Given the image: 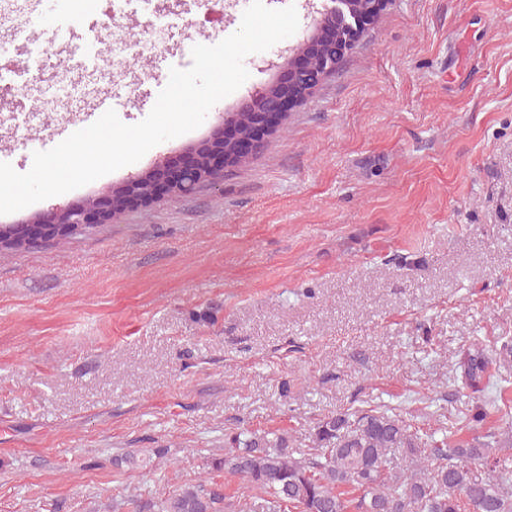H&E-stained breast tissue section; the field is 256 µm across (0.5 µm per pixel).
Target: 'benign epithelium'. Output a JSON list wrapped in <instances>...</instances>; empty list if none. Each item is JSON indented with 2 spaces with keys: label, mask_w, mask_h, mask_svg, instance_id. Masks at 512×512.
Returning a JSON list of instances; mask_svg holds the SVG:
<instances>
[{
  "label": "benign epithelium",
  "mask_w": 512,
  "mask_h": 512,
  "mask_svg": "<svg viewBox=\"0 0 512 512\" xmlns=\"http://www.w3.org/2000/svg\"><path fill=\"white\" fill-rule=\"evenodd\" d=\"M385 2L386 0H374L367 10L360 11L353 7L352 0H325L319 14L321 27H329L333 31V37L328 40V52L321 66L315 69L310 61L301 60L303 53L300 49H295L285 67L287 76L299 75L306 80V92H311V89L336 73L337 66L353 44V38L360 29L368 26L373 13L383 8ZM264 95L265 92L262 90L251 95V98L262 103L261 109L257 110L250 105L242 107V110L254 113V119L257 121L274 116L280 122L285 117L287 108L297 103L294 92L290 91L276 108L270 109L265 106ZM230 117L231 114H225L224 122L213 130L209 139L186 151L176 170H171V162L164 158L156 162L151 169L130 175L122 185L119 196L109 190L97 198L40 214L28 220V223L41 224L54 231L58 229L62 233H67L74 226L84 228L111 221L118 199L126 208L132 200L143 196L150 200H159L176 194L188 195L204 181H217L223 178L227 167L249 159L262 145L260 140L243 137L237 142L233 155L224 153V127L227 126ZM144 178L150 184V192L143 195L136 189V185Z\"/></svg>",
  "instance_id": "7a95c632"
}]
</instances>
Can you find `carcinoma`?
<instances>
[{"instance_id":"1","label":"carcinoma","mask_w":512,"mask_h":512,"mask_svg":"<svg viewBox=\"0 0 512 512\" xmlns=\"http://www.w3.org/2000/svg\"><path fill=\"white\" fill-rule=\"evenodd\" d=\"M252 115L241 112L224 149L248 132ZM33 224L0 226V246L23 249L45 237ZM492 358L483 350L460 355L453 383L482 393L490 383ZM497 400L475 406L465 417L443 423L440 435L421 434L392 409L379 405L322 418L310 448H290L282 435H243L235 449L212 460V469L241 478L254 501L249 512H512V484L495 471L498 454L512 447V415L483 434L475 430ZM437 462L428 470L427 462ZM134 512H235L224 486L186 485L157 502L131 498Z\"/></svg>"}]
</instances>
